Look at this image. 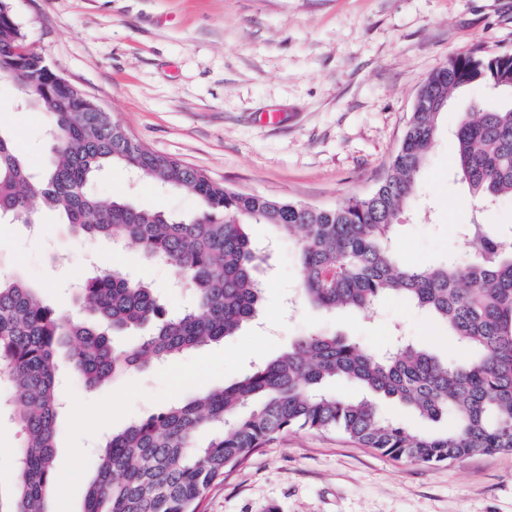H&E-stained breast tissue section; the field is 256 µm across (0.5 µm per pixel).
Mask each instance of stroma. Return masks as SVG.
<instances>
[{"instance_id": "stroma-1", "label": "stroma", "mask_w": 512, "mask_h": 512, "mask_svg": "<svg viewBox=\"0 0 512 512\" xmlns=\"http://www.w3.org/2000/svg\"><path fill=\"white\" fill-rule=\"evenodd\" d=\"M28 47L156 153L245 193L323 208L370 194L387 172L429 73L458 53L512 55V0H9ZM495 92L468 88L441 116L418 182L421 210H405L394 239L401 260L429 266L466 260L469 219L512 230V202L476 213L461 206L466 182L448 170L453 131ZM282 111L280 123L263 113ZM0 131L34 171L52 158L40 118L0 77ZM100 195L183 216L187 193L134 179L113 165ZM120 270L157 289L165 312L190 306L171 267L134 244L73 235L50 211L38 230L0 223V273L41 284L54 306L96 270ZM257 276L264 309L237 335L89 389L62 369L51 512H81L100 443L158 410L236 382L299 337L335 333L373 352L396 338L456 355L448 329L406 300L324 312L298 293L290 247L273 246ZM19 427L0 417V497L18 468ZM197 512H512V451L423 466L362 448L339 432L292 429L213 483Z\"/></svg>"}]
</instances>
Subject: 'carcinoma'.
Segmentation results:
<instances>
[{"instance_id": "1", "label": "carcinoma", "mask_w": 512, "mask_h": 512, "mask_svg": "<svg viewBox=\"0 0 512 512\" xmlns=\"http://www.w3.org/2000/svg\"><path fill=\"white\" fill-rule=\"evenodd\" d=\"M0 75L27 91L54 144L49 170L36 174L0 133V217L29 224L38 209L55 210L86 240L131 241L150 259L168 263L194 297L192 308L165 315L148 283L104 272L76 291L75 302L93 316L88 323L48 305L43 289L22 276L0 275V382L12 389L4 409L22 433L14 491L0 512H48L57 468L59 351L80 382L96 388L233 336L256 318L262 288L252 224L270 225L279 240L294 243L299 293L317 307L361 310L401 296L443 323L463 358L441 360L414 344L378 354L336 336H303L239 381L112 435L98 454L82 512H195L211 484L293 428L339 431L362 448L425 466L512 450V238L472 220L464 225L469 259L431 266L400 262L392 245L398 215L434 147L438 119L459 90L480 85L498 95L492 108L465 114L455 131L449 167L471 194L462 205L512 197V55L462 53L427 77L423 87L438 104L411 113L387 174L370 194L329 209L240 192L150 150L94 99L41 66L7 0H0ZM114 163L194 195L200 211L177 218L91 194ZM148 324L151 334L136 346H113L110 336ZM336 379L365 394L328 391ZM379 395L451 426L413 429L385 417L374 400ZM217 426L222 431L198 442L201 430Z\"/></svg>"}]
</instances>
